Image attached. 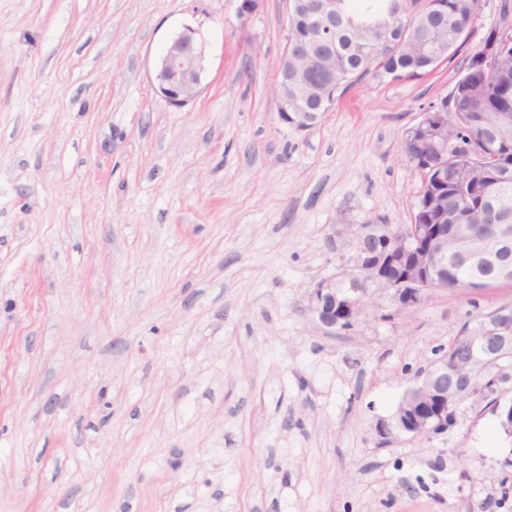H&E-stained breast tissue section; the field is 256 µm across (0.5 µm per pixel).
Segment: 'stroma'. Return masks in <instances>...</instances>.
I'll use <instances>...</instances> for the list:
<instances>
[{"mask_svg":"<svg viewBox=\"0 0 512 512\" xmlns=\"http://www.w3.org/2000/svg\"><path fill=\"white\" fill-rule=\"evenodd\" d=\"M0 0V512H512V437L486 400L448 432L380 444L417 372L512 300L435 292L350 332L308 312L346 227L410 223L406 131L455 61L365 77L313 128L282 124L284 0ZM198 27L200 96L150 73Z\"/></svg>","mask_w":512,"mask_h":512,"instance_id":"obj_1","label":"stroma"}]
</instances>
